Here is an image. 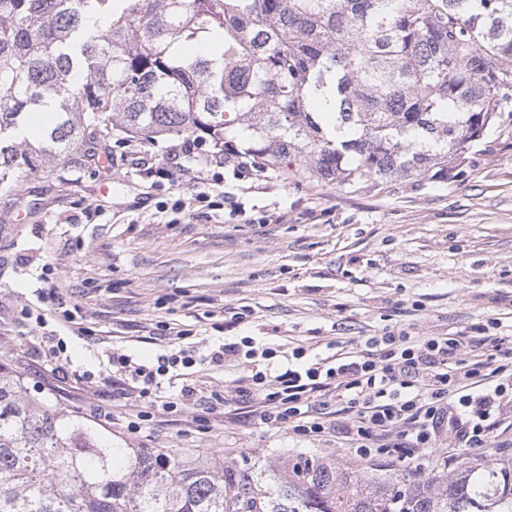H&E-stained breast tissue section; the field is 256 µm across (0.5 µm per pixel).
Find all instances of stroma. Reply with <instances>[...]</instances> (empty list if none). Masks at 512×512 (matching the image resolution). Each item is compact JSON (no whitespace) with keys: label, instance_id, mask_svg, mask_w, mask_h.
Returning <instances> with one entry per match:
<instances>
[{"label":"stroma","instance_id":"35a3bbf8","mask_svg":"<svg viewBox=\"0 0 512 512\" xmlns=\"http://www.w3.org/2000/svg\"><path fill=\"white\" fill-rule=\"evenodd\" d=\"M126 139L113 132L89 165L48 160L0 186V362L28 392L79 413L116 448L267 463L316 455L412 480L492 455L454 448L362 461L331 436L305 440L237 415L200 427L182 406L133 433L126 424L145 405L131 392L113 408L107 357L116 344L142 359L171 352L152 334L173 323L185 346L251 336L313 354L337 337L360 350L388 331L474 335L493 318L511 325L512 114L502 113L449 180L423 175L354 192L298 173L242 182L228 167L221 206L182 219L173 203L211 182V172L187 163L179 188L162 179L143 195L121 158ZM62 301L83 336L58 325ZM33 308L42 324L30 319ZM42 334L66 343L65 377L38 368L32 342ZM247 376L233 362L205 363L195 379L204 395L221 398Z\"/></svg>","mask_w":512,"mask_h":512}]
</instances>
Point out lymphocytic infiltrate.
<instances>
[{"instance_id": "1", "label": "lymphocytic infiltrate", "mask_w": 512, "mask_h": 512, "mask_svg": "<svg viewBox=\"0 0 512 512\" xmlns=\"http://www.w3.org/2000/svg\"><path fill=\"white\" fill-rule=\"evenodd\" d=\"M490 325L489 336L387 332L367 338L359 351L336 339L325 357H308L301 346L283 357L278 346L243 336L205 352L182 347L152 365L116 349L108 364L124 386L163 412L198 404L197 363L244 365L247 387L208 402L211 414L238 405L270 428L285 424L313 440L336 437L366 461L494 442L511 448L499 430L512 407V333L499 319Z\"/></svg>"}]
</instances>
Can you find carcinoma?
Segmentation results:
<instances>
[{
    "mask_svg": "<svg viewBox=\"0 0 512 512\" xmlns=\"http://www.w3.org/2000/svg\"><path fill=\"white\" fill-rule=\"evenodd\" d=\"M511 101L512 0H0V184L114 130L354 192L449 179ZM0 512H512V454L416 482L108 448L0 363Z\"/></svg>",
    "mask_w": 512,
    "mask_h": 512,
    "instance_id": "cac0c4a2",
    "label": "carcinoma"
}]
</instances>
